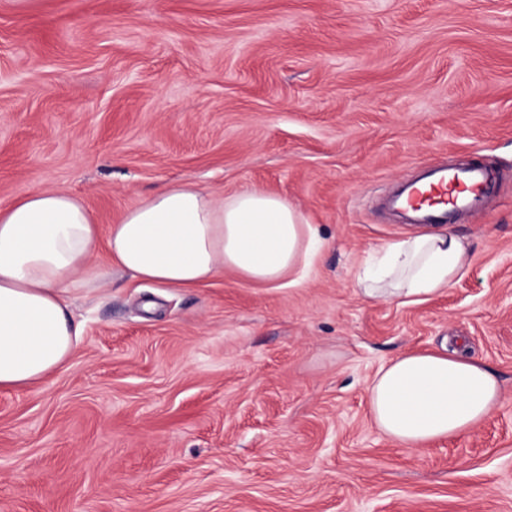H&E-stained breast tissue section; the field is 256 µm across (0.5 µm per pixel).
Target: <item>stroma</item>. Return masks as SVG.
<instances>
[{
	"instance_id": "1",
	"label": "stroma",
	"mask_w": 512,
	"mask_h": 512,
	"mask_svg": "<svg viewBox=\"0 0 512 512\" xmlns=\"http://www.w3.org/2000/svg\"><path fill=\"white\" fill-rule=\"evenodd\" d=\"M501 174L453 224L471 264L427 301L354 287L417 167ZM190 183L279 194L316 224L298 287L120 270L73 304L66 369L0 389V512H512V0H0V205L82 198L101 230ZM484 362L502 401L402 448L366 389L404 352Z\"/></svg>"
}]
</instances>
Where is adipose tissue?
<instances>
[{
	"mask_svg": "<svg viewBox=\"0 0 512 512\" xmlns=\"http://www.w3.org/2000/svg\"><path fill=\"white\" fill-rule=\"evenodd\" d=\"M316 225L287 198L258 187L224 197L184 184L141 200L101 236L77 197L37 189L0 206V389H19L64 368L83 326L72 297L92 292L111 263L163 288L207 284L230 270L268 288L300 286L322 254ZM469 263L443 230L385 243L356 277L366 297L415 302L452 287ZM497 376L447 350L413 351L383 365L368 388L377 428L404 448L453 439L499 406Z\"/></svg>",
	"mask_w": 512,
	"mask_h": 512,
	"instance_id": "ef3b65f1",
	"label": "adipose tissue"
}]
</instances>
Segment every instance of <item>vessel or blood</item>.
Segmentation results:
<instances>
[{"label": "vessel or blood", "mask_w": 512, "mask_h": 512, "mask_svg": "<svg viewBox=\"0 0 512 512\" xmlns=\"http://www.w3.org/2000/svg\"><path fill=\"white\" fill-rule=\"evenodd\" d=\"M426 182L424 191L408 185L398 204L413 215L415 223L447 224L460 215L485 210L498 175L490 167L470 163L434 172Z\"/></svg>", "instance_id": "b4317fda"}]
</instances>
